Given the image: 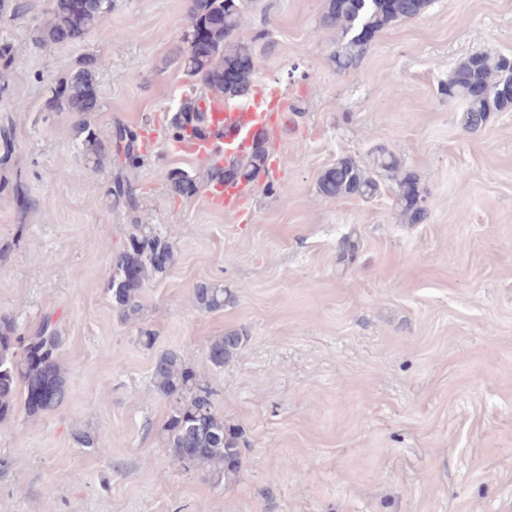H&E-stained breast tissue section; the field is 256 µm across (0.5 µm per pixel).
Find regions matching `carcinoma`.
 Segmentation results:
<instances>
[{"label":"carcinoma","instance_id":"1","mask_svg":"<svg viewBox=\"0 0 512 512\" xmlns=\"http://www.w3.org/2000/svg\"><path fill=\"white\" fill-rule=\"evenodd\" d=\"M82 8L74 0H54L50 17L43 23L39 38L45 43L75 42L101 23L110 11L112 0H82ZM431 0H325L322 24L337 30L340 46L333 55L336 70L354 68L368 49L374 35L402 20L421 16ZM252 0H191L189 26L184 34L180 64L196 88L182 98L169 118V135L178 142L187 138H203L209 134L211 115L208 98L220 96L224 103L246 101L251 94L255 67L242 62L255 59L252 42L237 37ZM208 40L200 51L193 40L198 31ZM95 71L86 61L58 81L63 93L54 94L53 107L61 112L81 116L77 129L84 155L94 168L102 167L107 147L100 134L84 119L85 92L95 85ZM512 57L471 55L460 61L449 73L443 89L448 97L464 104L463 122L467 129H481L491 113L512 108ZM110 143L124 156L125 172L118 173L109 189L117 205L136 207L135 189L129 173L139 167L137 134L127 126L117 125ZM265 129L254 132L251 146L241 157L223 165L211 164L205 174L197 176L181 169L168 173L170 190L185 194V182L194 187L234 180L250 183L267 168L269 151ZM393 173L398 184L396 203L410 224L427 220L429 210L422 205L417 176L400 166L397 157L379 146L366 161L344 158L327 168L319 178L320 192L329 198L373 196L378 190L377 170ZM359 250V242L346 238L343 251L336 257L339 264L351 263ZM173 246L163 239L151 224H133L124 245L112 253V274L108 289L117 309L126 316L139 310V293L145 282L166 273L176 263ZM232 291L216 284H203L195 289V301L206 311H218L233 303ZM62 336L52 316L43 318L29 333L17 334L14 320L0 317V416L13 410L18 388H23L25 410L30 415L59 407L65 397V371L60 362ZM244 337L235 331L218 336L206 345L212 366L222 368L237 355ZM53 385L55 394L40 400L44 384ZM154 390L161 396L176 398L165 425V448L172 464L182 465V449L195 448L189 464L229 486L238 482L242 467V450L238 427L224 422L213 405L212 391L201 383L197 374L177 352L159 355L152 369Z\"/></svg>","mask_w":512,"mask_h":512}]
</instances>
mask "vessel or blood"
<instances>
[{
    "mask_svg": "<svg viewBox=\"0 0 512 512\" xmlns=\"http://www.w3.org/2000/svg\"><path fill=\"white\" fill-rule=\"evenodd\" d=\"M209 108L213 116L210 135L203 139H192L177 144L176 150L186 157L220 164L224 161L225 140H233L237 150H245L252 129L268 121L271 112L276 111L277 106L261 98L242 108H230L225 106L222 100L215 99L210 102ZM249 194L250 189L246 186L231 191L216 184L209 186L207 200L212 208L228 215H235L240 213Z\"/></svg>",
    "mask_w": 512,
    "mask_h": 512,
    "instance_id": "obj_1",
    "label": "vessel or blood"
}]
</instances>
